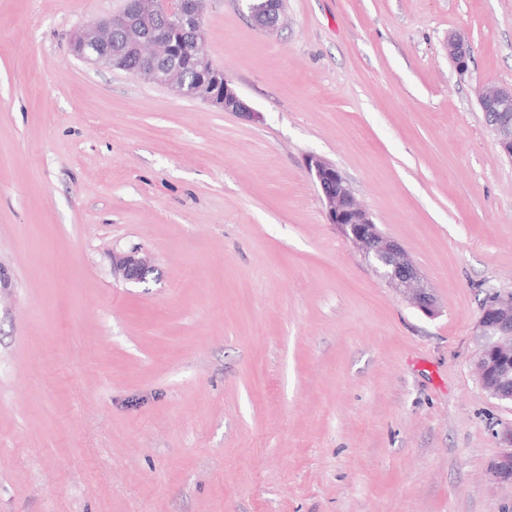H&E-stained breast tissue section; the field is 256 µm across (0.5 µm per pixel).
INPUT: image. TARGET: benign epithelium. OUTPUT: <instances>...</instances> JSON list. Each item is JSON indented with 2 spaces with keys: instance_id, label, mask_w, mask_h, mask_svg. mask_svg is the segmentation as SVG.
I'll return each mask as SVG.
<instances>
[{
  "instance_id": "1",
  "label": "benign epithelium",
  "mask_w": 512,
  "mask_h": 512,
  "mask_svg": "<svg viewBox=\"0 0 512 512\" xmlns=\"http://www.w3.org/2000/svg\"><path fill=\"white\" fill-rule=\"evenodd\" d=\"M210 0H126L125 7L105 19L87 23L72 35L73 55L102 63L148 82L163 85L180 97L205 103L218 111L235 112L251 120L259 113L239 95L224 72L204 55L183 56L165 34L142 36L133 17L149 15L163 28L198 29ZM250 16H260L262 27L273 28L279 20L280 0H244ZM129 43L150 41L155 55L149 65L136 71L126 52L112 46L113 35ZM448 59L455 68L467 70L471 46L457 35L448 37ZM478 105L486 127L501 153L512 160V86L488 85L478 92ZM305 167L317 187L330 223L357 247L361 259L393 290L426 316L439 314L437 302L423 275L403 245L385 234L357 201L345 175L328 160L310 155ZM112 275L126 284L158 279L151 257L137 249L112 253ZM477 329L482 338L474 357L482 390L491 398L512 403V297L492 293L482 304ZM504 450L489 467L493 481L512 486V424L500 431Z\"/></svg>"
}]
</instances>
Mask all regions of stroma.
<instances>
[{"label": "stroma", "mask_w": 512, "mask_h": 512, "mask_svg": "<svg viewBox=\"0 0 512 512\" xmlns=\"http://www.w3.org/2000/svg\"><path fill=\"white\" fill-rule=\"evenodd\" d=\"M124 0H0V512H512V405L473 370L512 293V0H211L204 53L260 117L69 51ZM472 48L465 73L444 43ZM347 177L439 305L330 224ZM147 252L136 287L112 254ZM251 17L263 19L261 28H274L279 20L280 0H244ZM478 105L501 153L512 160V86L482 87L478 92ZM112 275L126 284L136 285L159 278L158 268L151 257L137 249L113 252ZM501 441L505 444L504 450L489 467V473L493 481L498 484L512 487V424L504 426L500 434Z\"/></svg>", "instance_id": "1"}]
</instances>
